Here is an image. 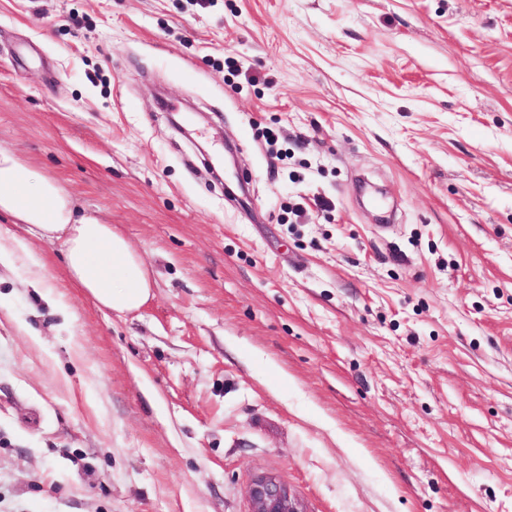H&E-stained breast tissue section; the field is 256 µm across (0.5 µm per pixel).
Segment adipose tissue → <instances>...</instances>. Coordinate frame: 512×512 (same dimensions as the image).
<instances>
[{
    "label": "adipose tissue",
    "mask_w": 512,
    "mask_h": 512,
    "mask_svg": "<svg viewBox=\"0 0 512 512\" xmlns=\"http://www.w3.org/2000/svg\"><path fill=\"white\" fill-rule=\"evenodd\" d=\"M0 214L49 243L60 244L70 280L116 313L139 310L152 296L141 257L111 225L81 211L56 180L35 174L11 150L0 149Z\"/></svg>",
    "instance_id": "adipose-tissue-1"
}]
</instances>
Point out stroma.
Wrapping results in <instances>:
<instances>
[{"label":"stroma","mask_w":512,"mask_h":512,"mask_svg":"<svg viewBox=\"0 0 512 512\" xmlns=\"http://www.w3.org/2000/svg\"><path fill=\"white\" fill-rule=\"evenodd\" d=\"M0 148L154 281L0 219V512H512V0H0ZM27 232L59 243L70 280L116 313L139 310L152 296L141 257L110 224L80 211L56 180L39 176L9 149H0V214ZM250 512H305L286 483L272 475L255 478L249 489Z\"/></svg>","instance_id":"1"}]
</instances>
